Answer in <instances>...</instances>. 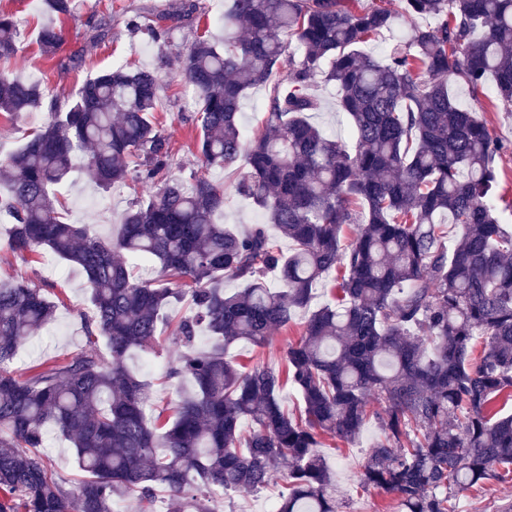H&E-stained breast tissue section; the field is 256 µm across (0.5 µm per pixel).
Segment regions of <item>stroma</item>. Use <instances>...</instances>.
Returning <instances> with one entry per match:
<instances>
[{
  "label": "stroma",
  "instance_id": "stroma-1",
  "mask_svg": "<svg viewBox=\"0 0 512 512\" xmlns=\"http://www.w3.org/2000/svg\"><path fill=\"white\" fill-rule=\"evenodd\" d=\"M179 0H76V9L61 24L66 41L56 58L43 56L37 44V33L43 21L34 0H0V8L13 13L20 37L17 54L0 61V72L22 79L37 77L50 96L60 99L72 95L87 79L98 71L124 64L132 68H150L160 76L158 118L164 125L172 149V173L190 177L209 178L224 185L223 221L239 230L267 221L264 210L237 194V177L232 172L209 168L202 164L196 152L200 131L194 121L197 96L192 87L180 77L178 55L197 35L207 33L221 38L223 30L217 19L224 13V0H195L197 12L192 23L173 25L168 42L153 41L147 32L156 16L172 9ZM105 21L111 33L105 42L93 44L88 40L92 25ZM83 51L86 64L72 71L60 65L74 51ZM318 97L320 107L309 113L311 123L328 134L346 137L349 121L339 111L336 89L333 85L317 83L311 89ZM452 92L458 102L475 109L485 122L490 136L504 144V152L497 155L495 166L498 180L508 200L512 201V112L500 99L493 81H486L478 89L462 83L454 84ZM48 120L44 111L25 112L10 118L0 114V158L15 152L26 135L39 129ZM138 182L98 188L86 172H77L56 187L58 199L64 206V218L72 224H88L95 232L110 234L129 203L145 194ZM8 224L0 222V280L25 273L33 282L44 285L47 297H59L61 305L56 319L43 331L30 337L21 347L18 368L40 362L50 363L83 351L87 336L83 316L88 311L86 277L83 271L68 265L50 252H42L35 261L24 262L6 248ZM304 316H296L288 328L273 331L267 343L256 346L247 342L234 344L228 353L231 360L242 365L283 366L290 342L300 336ZM179 350L167 336H159L149 353H132L127 365L135 373L146 374L155 383L161 397L173 399L175 388L164 377L175 364ZM379 437L376 423H368L352 443L325 435L321 438L320 455L330 465L337 495L345 500V512H398L395 497L374 489H363L359 484L364 462ZM512 502V473L487 483L481 489L461 491L457 496V512H501L503 503Z\"/></svg>",
  "mask_w": 512,
  "mask_h": 512
}]
</instances>
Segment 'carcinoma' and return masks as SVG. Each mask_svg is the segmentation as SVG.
<instances>
[{"instance_id": "carcinoma-1", "label": "carcinoma", "mask_w": 512, "mask_h": 512, "mask_svg": "<svg viewBox=\"0 0 512 512\" xmlns=\"http://www.w3.org/2000/svg\"><path fill=\"white\" fill-rule=\"evenodd\" d=\"M41 2L38 41L52 58L64 43L56 20L75 3ZM400 8L229 0L223 41L200 35L179 53L201 103L200 158L246 169L236 189L291 242L286 253L262 224L239 232L217 220L224 185L171 173L169 138L153 121L157 72L104 69L65 101L0 76V112L49 113L0 160L6 246L20 256L48 249L82 269L86 332L106 341L18 371L20 346L57 305L21 274L0 281V512H114L132 494L142 512H220V500L264 488L281 467L289 489L277 512H341L319 435L351 443L372 418L381 433L360 483L395 496L400 512H455L460 491L512 467V414L496 407L512 400V233L494 216L501 146L450 93L457 81L476 90L491 78L512 104V0ZM426 16L438 24H415ZM400 17L409 32L384 57L362 49ZM17 40L13 14L0 10L1 60ZM284 65L287 78L273 82ZM319 77L336 87L349 143L306 118L319 109L309 93ZM269 84L263 127L247 141L241 102ZM78 159L102 189L129 179L150 187L108 237L57 209L55 186ZM448 224L460 229L451 248ZM120 254L155 261L156 280H137ZM336 270L333 300L311 309ZM185 299L187 312L173 316L172 301ZM301 311L303 334L283 367L226 358ZM169 326L180 355L168 377L192 387L165 417L152 414V381L126 358ZM288 383L301 397L295 410L280 399ZM50 431L76 450L85 477L73 487L41 452Z\"/></svg>"}]
</instances>
